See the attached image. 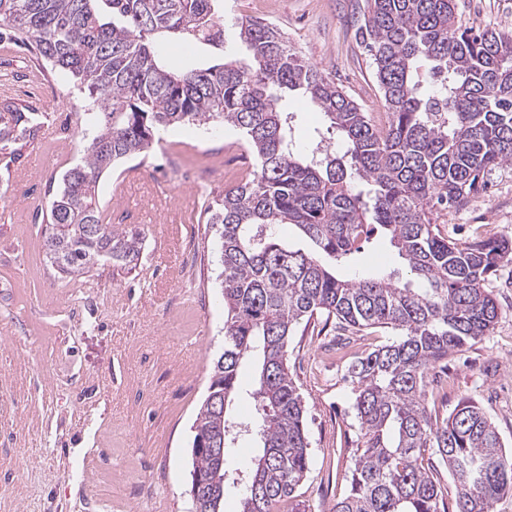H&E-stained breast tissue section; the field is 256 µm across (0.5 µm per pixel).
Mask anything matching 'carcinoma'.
<instances>
[{
	"instance_id": "carcinoma-1",
	"label": "carcinoma",
	"mask_w": 512,
	"mask_h": 512,
	"mask_svg": "<svg viewBox=\"0 0 512 512\" xmlns=\"http://www.w3.org/2000/svg\"><path fill=\"white\" fill-rule=\"evenodd\" d=\"M214 2L0 0V41L34 40L51 69L77 81L85 95L84 156L63 174L46 212L49 262L78 280L105 265L133 264L141 233L104 215L102 175L147 153L169 126L232 127L254 163L204 207L221 245L224 352L194 437L224 443L226 456L242 436L260 447L242 472L191 447L192 473L219 489L207 500L189 490L193 512H216L239 472V512H306L296 491L311 454L288 342L317 315L337 329L380 327L396 335L347 366L359 438L349 495L332 512H491L512 494V453L473 400L438 422L425 396L431 371L490 335L499 317L485 285L512 262V238H452L441 234L437 217L468 206L488 172L512 163V30L462 25L455 0H366L359 31L388 110L387 126L378 129L276 26L247 17L227 25ZM226 27L246 44L248 64L224 56ZM160 42L204 45L222 62L174 70L159 56ZM285 92L302 94L325 114L331 132L344 138L342 156L319 145L307 155L294 151ZM39 118L25 104H0L4 168L37 137ZM284 224L311 249L284 241ZM375 233L428 287L385 270L342 274ZM249 359L257 417L238 419L229 406ZM439 463L456 488L450 506Z\"/></svg>"
}]
</instances>
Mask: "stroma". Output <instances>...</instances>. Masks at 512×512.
Here are the masks:
<instances>
[{
  "instance_id": "obj_1",
  "label": "stroma",
  "mask_w": 512,
  "mask_h": 512,
  "mask_svg": "<svg viewBox=\"0 0 512 512\" xmlns=\"http://www.w3.org/2000/svg\"><path fill=\"white\" fill-rule=\"evenodd\" d=\"M267 22L285 31L309 63L335 77L380 124L386 108L357 34L365 0H268ZM463 23L512 29V0H457ZM10 98L49 112L48 133L28 143L41 167L16 179L0 167V512H189L192 425L213 365L224 349V301L217 239L204 214L188 212L183 230L143 219L125 200L127 175L149 174L141 188L167 187L173 196L218 199L225 171L248 166L234 145L237 133L210 123L160 131L149 154L102 176L98 196L106 214L125 215L143 237L135 267L101 268L73 281L46 262L43 217L62 174L81 160V118L50 110L45 87L61 97L72 81L48 71L35 46L0 53V77ZM298 150L317 142L328 118L294 93ZM488 191L469 208L443 213L442 234L493 232L512 238V165L486 176ZM411 274L388 240L364 243L352 272ZM489 288L500 315L489 336L469 342L435 369L426 407L442 420L470 398L512 448V263ZM334 326L297 329L289 367L306 406L311 469L298 487L311 512H331L346 497L358 424L347 364L391 338L384 328L346 332L337 349Z\"/></svg>"
}]
</instances>
